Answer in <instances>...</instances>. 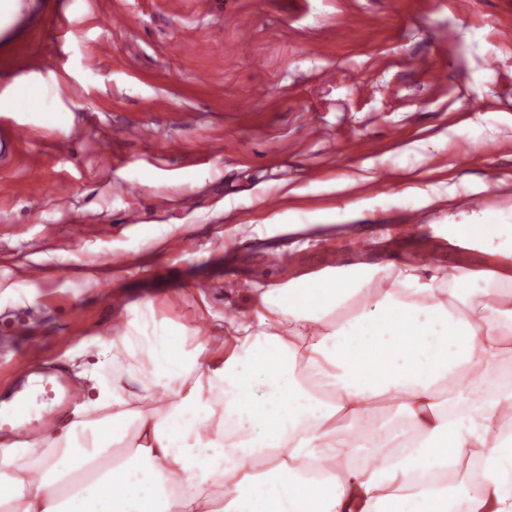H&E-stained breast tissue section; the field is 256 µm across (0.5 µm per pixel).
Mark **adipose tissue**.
Masks as SVG:
<instances>
[{
    "label": "adipose tissue",
    "mask_w": 512,
    "mask_h": 512,
    "mask_svg": "<svg viewBox=\"0 0 512 512\" xmlns=\"http://www.w3.org/2000/svg\"><path fill=\"white\" fill-rule=\"evenodd\" d=\"M442 235L512 256L505 215ZM473 278L403 262L258 285L216 347L157 323L136 355L131 321L86 375L111 415L75 409L40 456L0 447V512H207L227 483L225 512H512V268Z\"/></svg>",
    "instance_id": "ef3b65f1"
}]
</instances>
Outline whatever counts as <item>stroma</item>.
<instances>
[{"instance_id":"obj_1","label":"stroma","mask_w":512,"mask_h":512,"mask_svg":"<svg viewBox=\"0 0 512 512\" xmlns=\"http://www.w3.org/2000/svg\"><path fill=\"white\" fill-rule=\"evenodd\" d=\"M17 78L65 122L0 112L30 129L0 165L1 395L28 368L90 370L114 315L147 305L186 336L223 335L253 285L331 252L346 267L430 254L479 271L478 288L503 263L495 242L454 246L437 227L476 194L512 208V0H36L0 36V90ZM173 234L192 250L165 253ZM276 250L294 265L270 263ZM31 261L43 285L26 282Z\"/></svg>"}]
</instances>
